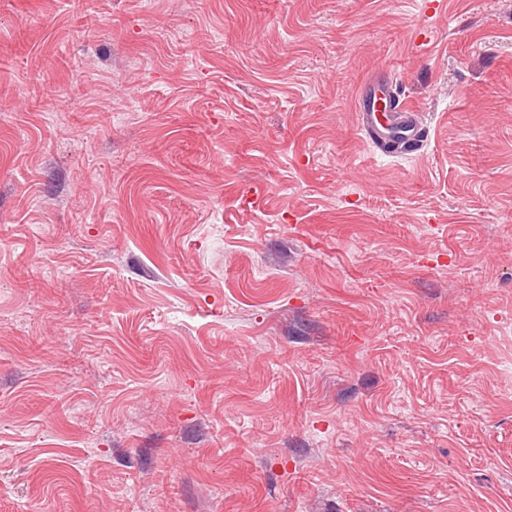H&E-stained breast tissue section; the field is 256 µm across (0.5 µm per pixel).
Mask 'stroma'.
<instances>
[{"label": "stroma", "instance_id": "35a3bbf8", "mask_svg": "<svg viewBox=\"0 0 512 512\" xmlns=\"http://www.w3.org/2000/svg\"><path fill=\"white\" fill-rule=\"evenodd\" d=\"M0 512H512V0H0ZM380 102L384 103V109ZM399 107L387 112L385 97L376 92L372 95L364 93L357 101L360 124L382 151L387 150L389 144H397L402 152H418L424 140L423 129L411 109L401 110Z\"/></svg>", "mask_w": 512, "mask_h": 512}]
</instances>
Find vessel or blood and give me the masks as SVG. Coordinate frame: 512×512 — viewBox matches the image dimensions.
<instances>
[{
	"instance_id": "vessel-or-blood-1",
	"label": "vessel or blood",
	"mask_w": 512,
	"mask_h": 512,
	"mask_svg": "<svg viewBox=\"0 0 512 512\" xmlns=\"http://www.w3.org/2000/svg\"><path fill=\"white\" fill-rule=\"evenodd\" d=\"M357 108L362 128L379 148L396 144L407 153L420 150L424 132L411 109L385 111L380 96L366 93L360 95Z\"/></svg>"
}]
</instances>
